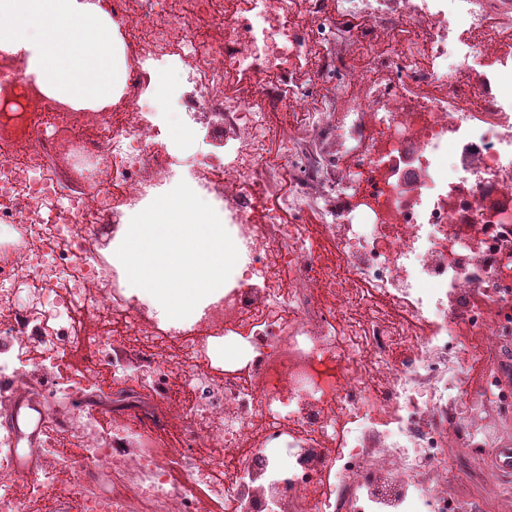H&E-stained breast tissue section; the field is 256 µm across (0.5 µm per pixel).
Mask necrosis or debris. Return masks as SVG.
<instances>
[{"label":"necrosis or debris","instance_id":"1","mask_svg":"<svg viewBox=\"0 0 512 512\" xmlns=\"http://www.w3.org/2000/svg\"><path fill=\"white\" fill-rule=\"evenodd\" d=\"M121 35L119 99L75 108L0 49V388L61 351L108 353L138 341L137 379L179 392L175 448L127 451L131 407L107 419L75 411L43 450L34 484L55 487L80 448L105 484L64 491L73 512H358L353 489L395 468L410 481L399 512H448L442 436L492 448L466 363L485 364L512 335V0H336L342 44L368 53L367 76L325 119L306 89L224 91L230 76H313L349 68L347 51L313 50L306 20L325 0H97ZM412 26L399 53L373 36ZM489 58L474 71L472 55ZM165 72L177 108L154 105ZM296 112L274 130L277 113ZM277 132L287 168L266 159ZM219 216L238 250L224 284L188 321L159 320L125 286L99 241L179 182ZM319 207L320 221L289 214ZM23 305H16V298ZM479 336L475 349L460 337ZM242 366L216 370L226 338ZM11 434H0V512H31L16 492ZM218 448L220 462L198 459ZM183 475L175 477L173 461Z\"/></svg>","mask_w":512,"mask_h":512}]
</instances>
